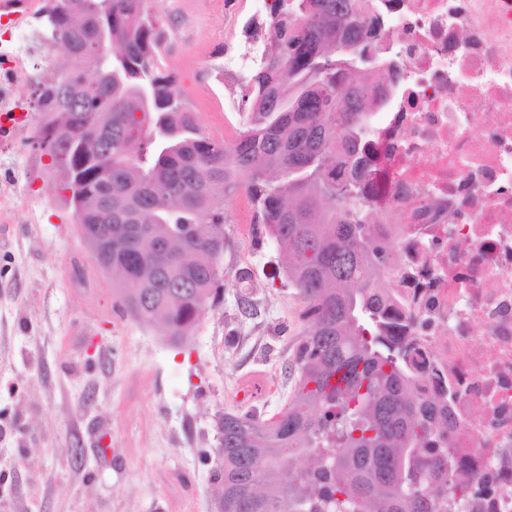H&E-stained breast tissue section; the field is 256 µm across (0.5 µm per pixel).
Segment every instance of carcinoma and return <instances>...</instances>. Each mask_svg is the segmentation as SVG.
<instances>
[{"label":"carcinoma","instance_id":"1","mask_svg":"<svg viewBox=\"0 0 512 512\" xmlns=\"http://www.w3.org/2000/svg\"><path fill=\"white\" fill-rule=\"evenodd\" d=\"M147 2L46 0L42 39L77 64L37 82L35 139L55 142L60 188L130 316L175 341L218 288L228 195L246 189L282 252L307 323L298 379L275 420L217 417L218 512H459L469 483L448 452V390L414 397L422 363L378 277L394 246L372 236L366 206L386 95L372 100L362 83L382 65L370 44L385 17L368 0H276L271 41L241 87L246 128L226 144L201 132L163 67Z\"/></svg>","mask_w":512,"mask_h":512}]
</instances>
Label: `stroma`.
I'll list each match as a JSON object with an SVG mask.
<instances>
[{"mask_svg":"<svg viewBox=\"0 0 512 512\" xmlns=\"http://www.w3.org/2000/svg\"><path fill=\"white\" fill-rule=\"evenodd\" d=\"M44 3L34 0L22 24L0 25V53L12 57L0 63V110L27 116L0 139V512H216L215 418L286 407L302 303L273 242L256 224L240 226L233 195L221 299L190 335L172 343L125 311L33 144L35 83L65 58L39 39ZM238 3L228 36L212 0H195L188 25L169 0H150L168 26L165 63L216 140L224 119L245 128V107L227 116L223 99L198 94L207 69L224 63L225 39L244 47L262 9Z\"/></svg>","mask_w":512,"mask_h":512,"instance_id":"obj_1","label":"stroma"}]
</instances>
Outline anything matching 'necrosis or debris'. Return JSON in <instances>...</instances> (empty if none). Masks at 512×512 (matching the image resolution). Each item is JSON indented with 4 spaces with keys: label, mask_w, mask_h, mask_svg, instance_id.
<instances>
[{
    "label": "necrosis or debris",
    "mask_w": 512,
    "mask_h": 512,
    "mask_svg": "<svg viewBox=\"0 0 512 512\" xmlns=\"http://www.w3.org/2000/svg\"><path fill=\"white\" fill-rule=\"evenodd\" d=\"M375 2L394 62L367 153L372 231L398 249L382 286L423 326L418 394L448 388L463 512H512V16L503 0Z\"/></svg>",
    "instance_id": "necrosis-or-debris-1"
}]
</instances>
